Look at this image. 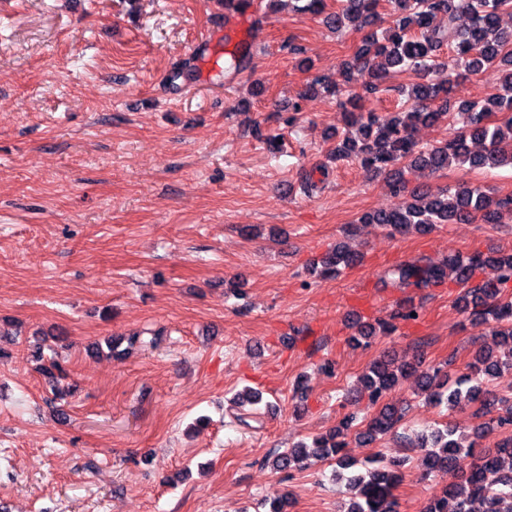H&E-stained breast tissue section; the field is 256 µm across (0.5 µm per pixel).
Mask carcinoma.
Masks as SVG:
<instances>
[{"mask_svg":"<svg viewBox=\"0 0 512 512\" xmlns=\"http://www.w3.org/2000/svg\"><path fill=\"white\" fill-rule=\"evenodd\" d=\"M390 4L391 24L382 30L377 26L379 0H339L336 11L327 15L335 29L363 33L353 58L342 64L348 96L339 102L344 132L332 158L356 162L376 174L407 161L433 174L452 164L471 169L504 161L512 165V30L502 26L503 17L512 16V0H390ZM461 17L467 20L464 26L458 24ZM444 45L453 49L458 65L441 78L443 65L435 57ZM489 68L498 69L501 92L479 102H459L466 116L461 130L429 147L420 146L414 138L416 128L444 121L458 86ZM405 72L414 74L417 81L411 84L408 105L402 111L382 114L365 106L387 91L391 76ZM476 144L481 150H472ZM390 188L394 196L405 198L403 204L368 213L362 223L379 224L392 235L429 232L438 224L470 223L480 213L495 222L505 215L512 219V195L494 198L479 186L410 189L397 177ZM357 262L359 256L338 243L317 264L327 277ZM450 268L466 285L461 300L470 320L485 326L496 345L512 347V297L503 295V288L512 283V253L459 254L444 265L405 262L390 273L401 284L421 287L444 280ZM477 270L485 277L472 285ZM421 364L420 360L399 362L388 354L374 360L360 376L371 404L415 376L428 401L450 409L472 408L476 417L487 418L475 429V437L496 426L512 427V398L503 399L488 389L489 382L512 375V354L501 360L492 348L483 347L475 351L468 372L453 382L441 366L423 369ZM401 420V410L385 405L370 417L359 439L372 443L396 429ZM455 434L447 427L421 436V447H432L419 459L422 471H463L462 482L441 490L423 512H502L504 500L512 499V436L476 455L474 443L466 444ZM338 437L336 429L313 439L310 446L300 443L288 448L273 456L272 466L280 471L301 469L308 457L316 455L334 458L341 469L348 470L355 462L341 454L346 443ZM399 467L398 461L373 459L365 472L346 476L356 494L345 512H399L395 495L403 481Z\"/></svg>","mask_w":512,"mask_h":512,"instance_id":"1","label":"carcinoma"}]
</instances>
